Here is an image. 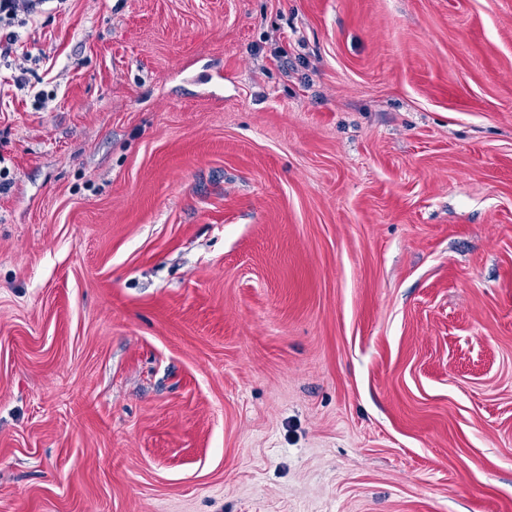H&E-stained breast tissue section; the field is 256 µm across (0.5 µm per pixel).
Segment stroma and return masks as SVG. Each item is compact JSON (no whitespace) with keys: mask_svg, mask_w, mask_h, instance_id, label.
<instances>
[{"mask_svg":"<svg viewBox=\"0 0 512 512\" xmlns=\"http://www.w3.org/2000/svg\"><path fill=\"white\" fill-rule=\"evenodd\" d=\"M15 32L0 512H512V0Z\"/></svg>","mask_w":512,"mask_h":512,"instance_id":"1","label":"stroma"}]
</instances>
